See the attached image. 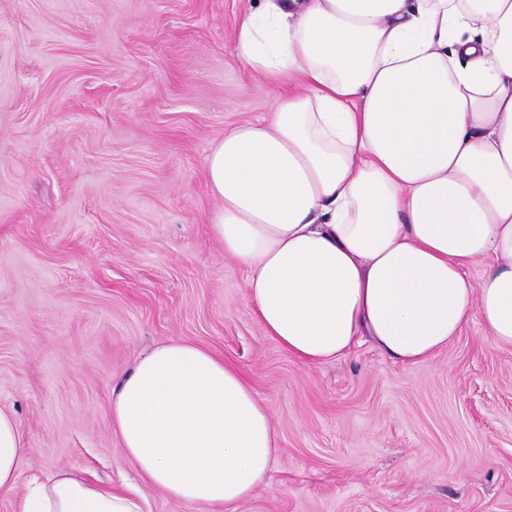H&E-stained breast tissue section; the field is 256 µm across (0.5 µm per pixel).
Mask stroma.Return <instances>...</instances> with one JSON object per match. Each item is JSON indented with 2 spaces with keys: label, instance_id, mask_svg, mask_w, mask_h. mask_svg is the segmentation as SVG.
<instances>
[{
  "label": "stroma",
  "instance_id": "1",
  "mask_svg": "<svg viewBox=\"0 0 512 512\" xmlns=\"http://www.w3.org/2000/svg\"><path fill=\"white\" fill-rule=\"evenodd\" d=\"M262 0H0V406L19 482L59 468L135 486L109 395L171 340L241 368L278 431L269 487L238 512H512V350L480 324L428 362L371 343L302 365L264 333L209 229L205 160L266 116L232 50ZM25 440L16 414L0 407V493L15 491L26 466Z\"/></svg>",
  "mask_w": 512,
  "mask_h": 512
}]
</instances>
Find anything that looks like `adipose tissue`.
I'll return each instance as SVG.
<instances>
[{"label":"adipose tissue","mask_w":512,"mask_h":512,"mask_svg":"<svg viewBox=\"0 0 512 512\" xmlns=\"http://www.w3.org/2000/svg\"><path fill=\"white\" fill-rule=\"evenodd\" d=\"M233 51L280 92L211 147L210 231L267 336L306 366L364 338L420 364L474 320L512 349V0H265ZM111 410L121 464L195 512H234L268 487L277 429L208 349L142 355ZM26 463L0 408L15 512H141L71 469L19 487Z\"/></svg>","instance_id":"1"}]
</instances>
